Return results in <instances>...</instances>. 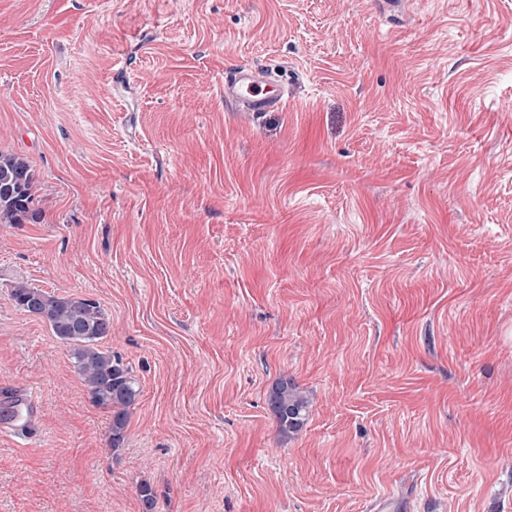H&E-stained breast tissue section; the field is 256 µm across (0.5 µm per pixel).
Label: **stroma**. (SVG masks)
Wrapping results in <instances>:
<instances>
[{"mask_svg": "<svg viewBox=\"0 0 512 512\" xmlns=\"http://www.w3.org/2000/svg\"><path fill=\"white\" fill-rule=\"evenodd\" d=\"M0 149V512H512V0H0ZM18 281L108 315L119 449ZM224 99L242 112H269L288 101V90L247 67L224 73ZM39 181L30 161L0 149V224H39L41 209L35 207ZM267 403L282 436L290 437L303 429L309 417L308 402L290 380L276 382Z\"/></svg>", "mask_w": 512, "mask_h": 512, "instance_id": "35a3bbf8", "label": "stroma"}]
</instances>
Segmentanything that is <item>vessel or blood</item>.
<instances>
[{
  "label": "vessel or blood",
  "instance_id": "vessel-or-blood-1",
  "mask_svg": "<svg viewBox=\"0 0 512 512\" xmlns=\"http://www.w3.org/2000/svg\"><path fill=\"white\" fill-rule=\"evenodd\" d=\"M224 98L243 112H267L282 107L287 89L247 67L224 74Z\"/></svg>",
  "mask_w": 512,
  "mask_h": 512
}]
</instances>
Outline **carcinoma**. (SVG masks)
<instances>
[{"mask_svg": "<svg viewBox=\"0 0 512 512\" xmlns=\"http://www.w3.org/2000/svg\"><path fill=\"white\" fill-rule=\"evenodd\" d=\"M38 190L30 161L0 150V224L40 223L43 212L35 207ZM31 295L40 296L53 335L67 338L73 367L92 401L111 411V447L117 450L125 441L129 410L138 389L122 359L100 346L110 332L108 316L91 299L56 294L26 282H17L10 289L18 306ZM267 403L281 435L289 437L303 429L309 417L308 402L290 380L276 382Z\"/></svg>", "mask_w": 512, "mask_h": 512, "instance_id": "cac0c4a2", "label": "carcinoma"}]
</instances>
